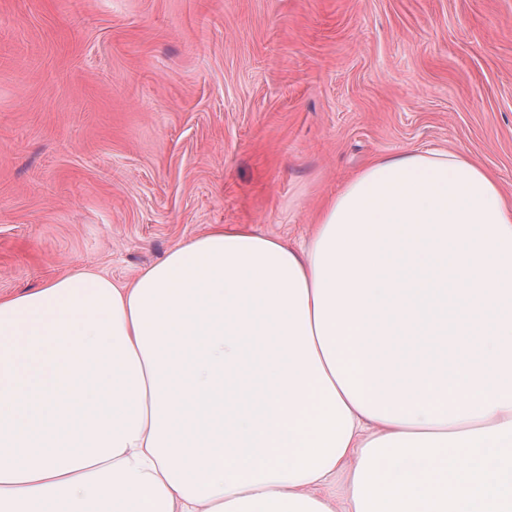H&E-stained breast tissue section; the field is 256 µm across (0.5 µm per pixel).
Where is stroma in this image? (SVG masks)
Instances as JSON below:
<instances>
[{
	"label": "stroma",
	"instance_id": "obj_1",
	"mask_svg": "<svg viewBox=\"0 0 512 512\" xmlns=\"http://www.w3.org/2000/svg\"><path fill=\"white\" fill-rule=\"evenodd\" d=\"M431 149L512 199V0H0V298L216 227L300 242Z\"/></svg>",
	"mask_w": 512,
	"mask_h": 512
}]
</instances>
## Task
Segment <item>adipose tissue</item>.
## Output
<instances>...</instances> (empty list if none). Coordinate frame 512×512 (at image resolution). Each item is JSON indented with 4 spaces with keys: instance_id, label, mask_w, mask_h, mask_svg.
<instances>
[{
    "instance_id": "ef3b65f1",
    "label": "adipose tissue",
    "mask_w": 512,
    "mask_h": 512,
    "mask_svg": "<svg viewBox=\"0 0 512 512\" xmlns=\"http://www.w3.org/2000/svg\"><path fill=\"white\" fill-rule=\"evenodd\" d=\"M511 478L512 202L468 156L376 159L297 248L0 299V512H512Z\"/></svg>"
}]
</instances>
